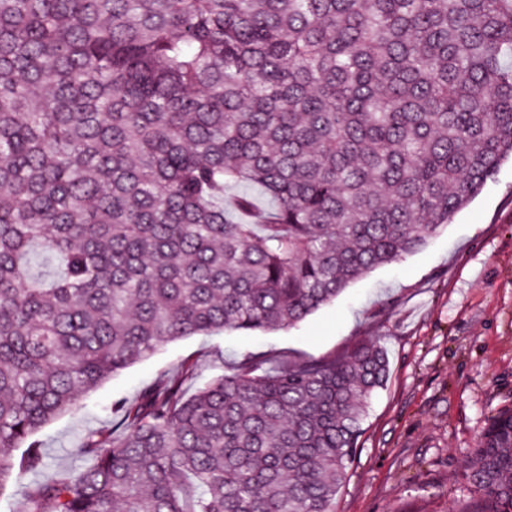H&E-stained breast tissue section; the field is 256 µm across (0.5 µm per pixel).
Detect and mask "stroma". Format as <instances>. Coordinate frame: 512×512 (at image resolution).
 <instances>
[{
    "instance_id": "stroma-1",
    "label": "stroma",
    "mask_w": 512,
    "mask_h": 512,
    "mask_svg": "<svg viewBox=\"0 0 512 512\" xmlns=\"http://www.w3.org/2000/svg\"><path fill=\"white\" fill-rule=\"evenodd\" d=\"M372 338L388 353L389 376L368 408L337 512H449L469 495L458 477L465 452L489 416L512 408V159L423 248L373 269L299 326L180 339L85 394L39 433L43 474L82 466L79 435L112 427L113 402L184 362L198 365L192 391L248 355L269 369Z\"/></svg>"
}]
</instances>
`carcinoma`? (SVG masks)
Segmentation results:
<instances>
[{"mask_svg": "<svg viewBox=\"0 0 512 512\" xmlns=\"http://www.w3.org/2000/svg\"><path fill=\"white\" fill-rule=\"evenodd\" d=\"M510 155L512 0H0V486L82 394L300 324ZM258 370L113 404L20 512H336L385 348ZM462 476L456 512H512V409Z\"/></svg>", "mask_w": 512, "mask_h": 512, "instance_id": "obj_1", "label": "carcinoma"}]
</instances>
